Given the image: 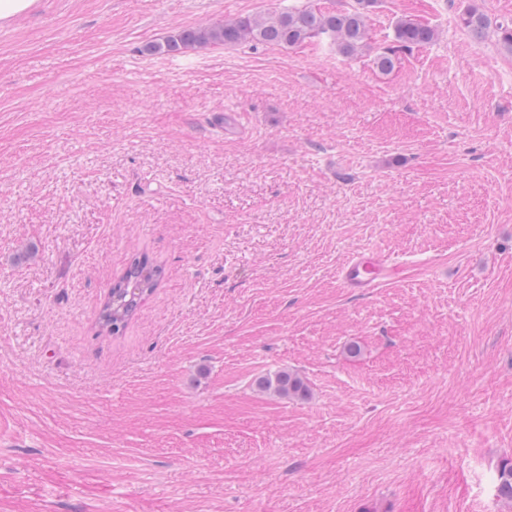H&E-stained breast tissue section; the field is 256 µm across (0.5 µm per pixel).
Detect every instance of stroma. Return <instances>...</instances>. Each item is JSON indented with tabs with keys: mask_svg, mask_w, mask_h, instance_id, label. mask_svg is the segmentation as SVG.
I'll return each instance as SVG.
<instances>
[{
	"mask_svg": "<svg viewBox=\"0 0 512 512\" xmlns=\"http://www.w3.org/2000/svg\"><path fill=\"white\" fill-rule=\"evenodd\" d=\"M304 2L0 26V512H512V0H377L351 57L144 51ZM406 17L436 38L381 72ZM364 250L396 267L362 295ZM136 253L164 276L98 334ZM461 24L475 40L483 39L489 28L488 18L476 9H467L460 16ZM387 259L375 253L351 255L338 271L343 288H352L360 294L376 288L389 275ZM259 390L280 398H303L309 394L304 379L297 373L279 370L273 375L261 376L256 380Z\"/></svg>",
	"mask_w": 512,
	"mask_h": 512,
	"instance_id": "1",
	"label": "stroma"
}]
</instances>
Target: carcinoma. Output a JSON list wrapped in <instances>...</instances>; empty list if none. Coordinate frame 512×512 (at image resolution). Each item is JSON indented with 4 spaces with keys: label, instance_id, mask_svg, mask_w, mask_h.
Returning a JSON list of instances; mask_svg holds the SVG:
<instances>
[{
    "label": "carcinoma",
    "instance_id": "cac0c4a2",
    "mask_svg": "<svg viewBox=\"0 0 512 512\" xmlns=\"http://www.w3.org/2000/svg\"><path fill=\"white\" fill-rule=\"evenodd\" d=\"M376 0H357V6L344 11H323L313 7H292L254 18L214 22L207 26L179 31L163 43H148V53H183L208 45H232L254 42L293 48L327 38L339 53L355 55L367 38V18ZM461 24L476 40L483 39L489 28L488 18L476 9L460 16ZM435 31L425 23L403 19L395 26V40L403 45H426L434 41ZM163 270L147 256L134 254L123 274L112 281L99 308L96 327L102 335H121L137 314L146 297L157 288ZM259 390L280 398H303L309 394L304 379L297 373L279 370L256 380ZM497 491L512 500V465H505L498 475Z\"/></svg>",
    "mask_w": 512,
    "mask_h": 512
}]
</instances>
